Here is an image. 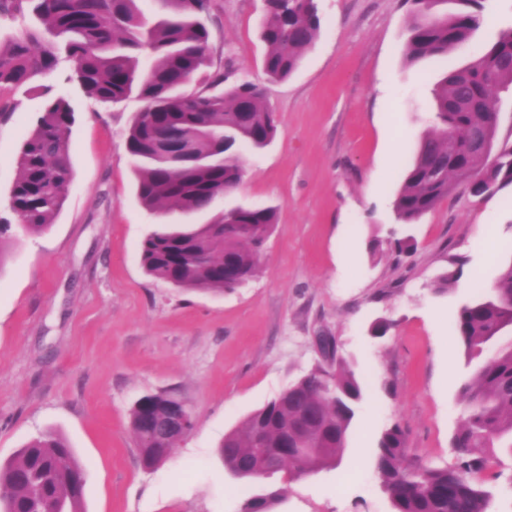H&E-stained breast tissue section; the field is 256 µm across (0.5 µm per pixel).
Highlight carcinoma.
<instances>
[{
  "mask_svg": "<svg viewBox=\"0 0 512 512\" xmlns=\"http://www.w3.org/2000/svg\"><path fill=\"white\" fill-rule=\"evenodd\" d=\"M140 0H0V19L31 17L25 28L0 39V92L31 84L73 64L63 82L109 104L134 98L143 103L127 131L136 195L161 219L141 244L145 273L183 290L215 293L240 288L260 272L263 247L277 223L274 207L237 206L207 224H169L171 209H213L242 183L240 149L262 147L276 134L263 91L251 82L222 87L221 73L207 90L183 87L212 67L207 18L211 5L199 0H158L151 20ZM410 4L403 54L407 63L441 59L471 40L482 23L481 0H405ZM321 31L317 0H266L260 29L263 66L275 81L288 79ZM512 87V28L479 49L471 62L445 74L433 90L430 127L394 202L400 224H415L465 181L474 196L512 184V145L495 150L492 161L467 149L481 131L496 140L499 94ZM45 105L21 146L19 175L0 216V242L12 224L37 234L54 223L72 179L70 137L75 123L68 97L44 87ZM188 138L190 153L170 155L163 145L174 135ZM439 171L440 179L431 178ZM512 259L490 287L462 304L454 333L473 379L461 388L462 424L450 438L455 462L429 466L408 460L398 424L381 435L374 473L392 512H488L492 491L476 480L490 457H512ZM362 398L354 372L341 358L318 365L250 414L224 436V469L244 482L271 477L269 469L300 476L336 466ZM179 398L162 392L140 397L131 427L144 467L165 460L180 438L164 423ZM0 512H85L83 467L61 436L31 439L0 465ZM276 494L246 499L242 512H269Z\"/></svg>",
  "mask_w": 512,
  "mask_h": 512,
  "instance_id": "obj_1",
  "label": "carcinoma"
}]
</instances>
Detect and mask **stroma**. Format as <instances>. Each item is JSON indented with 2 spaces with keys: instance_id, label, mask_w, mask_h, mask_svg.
I'll use <instances>...</instances> for the list:
<instances>
[{
  "instance_id": "obj_1",
  "label": "stroma",
  "mask_w": 512,
  "mask_h": 512,
  "mask_svg": "<svg viewBox=\"0 0 512 512\" xmlns=\"http://www.w3.org/2000/svg\"><path fill=\"white\" fill-rule=\"evenodd\" d=\"M322 29L297 70L268 81L264 0H212L213 68L265 89L277 132L243 148L245 176L219 209L273 206L277 223L259 275L224 294L148 277L140 246L156 221L138 201L126 130L137 100L104 106L76 89L74 178L55 223L0 243V463L53 432L84 468L85 512H241L248 497L280 495L272 512H391L372 462L400 424L410 459L452 462L471 378L454 336L475 284L492 285L512 258V186L479 199L458 185L418 223L393 204L431 117L444 73L512 26V0H484L490 19L447 58L405 64V0H318ZM61 63L35 84L0 94V197ZM411 237L397 253L395 238ZM462 260L438 295L431 283ZM387 321L383 337L370 328ZM335 337L363 390L336 467L280 473L242 486L224 469L225 434L322 363L317 336ZM169 392L193 431L152 470L130 423L134 402Z\"/></svg>"
}]
</instances>
